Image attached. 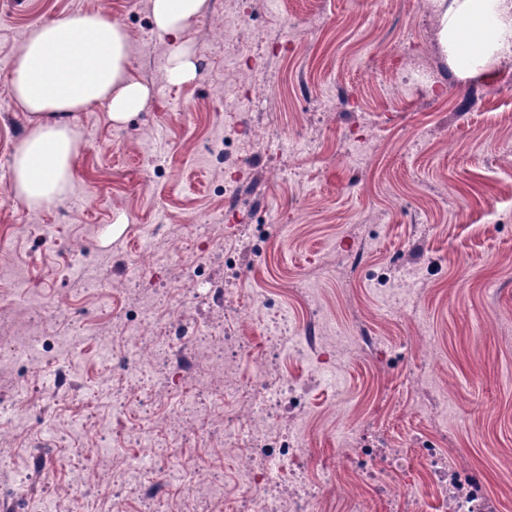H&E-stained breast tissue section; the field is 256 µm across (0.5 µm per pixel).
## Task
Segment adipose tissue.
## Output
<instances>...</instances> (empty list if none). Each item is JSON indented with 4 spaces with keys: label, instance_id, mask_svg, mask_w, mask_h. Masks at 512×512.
Here are the masks:
<instances>
[{
    "label": "adipose tissue",
    "instance_id": "1",
    "mask_svg": "<svg viewBox=\"0 0 512 512\" xmlns=\"http://www.w3.org/2000/svg\"><path fill=\"white\" fill-rule=\"evenodd\" d=\"M154 28L179 37L206 15L208 0H150ZM443 48L458 59L491 49L512 62V0H434ZM29 127L11 162V194L29 210L66 201L81 150L80 113L105 108L127 123L149 104L150 88L130 73L129 38L108 13L76 12L33 25L9 74Z\"/></svg>",
    "mask_w": 512,
    "mask_h": 512
}]
</instances>
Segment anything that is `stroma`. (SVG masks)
Masks as SVG:
<instances>
[{
	"instance_id": "1",
	"label": "stroma",
	"mask_w": 512,
	"mask_h": 512,
	"mask_svg": "<svg viewBox=\"0 0 512 512\" xmlns=\"http://www.w3.org/2000/svg\"><path fill=\"white\" fill-rule=\"evenodd\" d=\"M225 0L179 40L158 33L150 0H81L106 10L129 34L131 72L154 96L124 125L106 109L80 113L81 155L72 193L85 203L34 213L6 189L11 156L28 118L9 88L11 64L36 23L72 12V0H0V239L25 267V289L0 285V312L31 314L42 339L25 362L0 370V487L16 490L15 512H53L60 486L82 480L68 512H172L125 488L120 468L136 454L127 431L160 439L145 479L169 483L167 462L193 458L224 489L223 512H252L223 447L224 425L246 411L217 381L179 387L161 372L146 386L113 379L105 346L119 318L135 319L139 294L163 289L188 322L215 340L239 342L240 386L309 383L301 417L303 475L321 484L343 455L336 432L379 447L366 461L368 492L392 449L424 497L423 448H444L452 465L481 481L496 512H512V64L486 52L462 69L439 41L432 0H277L257 12L240 0L236 41L247 55L227 64L215 39ZM188 48L193 79L176 83L160 58ZM259 131L265 144L236 152L227 128ZM156 131L168 163L157 170L142 147ZM237 216L236 271L218 241L199 237L210 216ZM157 254L143 270L137 258ZM203 282L192 286L195 271ZM76 305L86 328L58 346L47 330L58 303ZM287 311L316 351L270 344L260 316ZM74 366L76 397L43 394L55 361ZM34 432L53 457L25 455ZM337 487L327 512H347Z\"/></svg>"
}]
</instances>
